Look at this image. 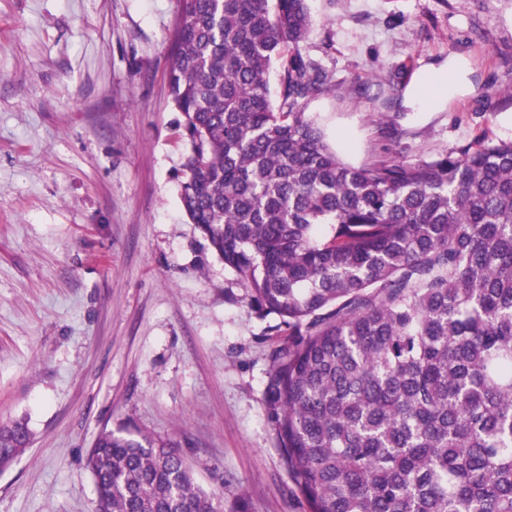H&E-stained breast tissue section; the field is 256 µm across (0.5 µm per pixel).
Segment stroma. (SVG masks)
<instances>
[{
    "mask_svg": "<svg viewBox=\"0 0 512 512\" xmlns=\"http://www.w3.org/2000/svg\"><path fill=\"white\" fill-rule=\"evenodd\" d=\"M348 163L512 139V0H309ZM178 0H0V422L29 446L0 512H96L102 428L172 438L224 512H307L268 422L281 337L189 224L167 95ZM457 62L439 112L412 94ZM387 122H380V115Z\"/></svg>",
    "mask_w": 512,
    "mask_h": 512,
    "instance_id": "obj_1",
    "label": "stroma"
}]
</instances>
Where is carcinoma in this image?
Instances as JSON below:
<instances>
[{
  "label": "carcinoma",
  "instance_id": "obj_1",
  "mask_svg": "<svg viewBox=\"0 0 512 512\" xmlns=\"http://www.w3.org/2000/svg\"><path fill=\"white\" fill-rule=\"evenodd\" d=\"M179 5L180 204L287 333L265 403L308 512H512V140L351 165L306 115L308 0ZM28 441L1 423L0 468ZM86 465L98 512H224L168 440L105 428Z\"/></svg>",
  "mask_w": 512,
  "mask_h": 512
}]
</instances>
